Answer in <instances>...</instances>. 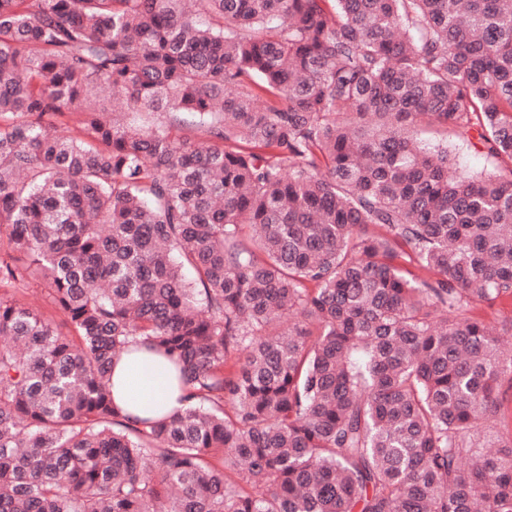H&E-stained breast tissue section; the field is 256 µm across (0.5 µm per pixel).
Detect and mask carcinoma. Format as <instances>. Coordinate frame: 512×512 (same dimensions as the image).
<instances>
[{
  "mask_svg": "<svg viewBox=\"0 0 512 512\" xmlns=\"http://www.w3.org/2000/svg\"><path fill=\"white\" fill-rule=\"evenodd\" d=\"M195 5L0 0V512H512V2ZM448 149L455 156L458 171L463 175L491 173L497 168L496 159L487 154L477 137L467 140L448 134ZM131 350L112 370V399L122 414L156 419L181 408L166 363L144 348Z\"/></svg>",
  "mask_w": 512,
  "mask_h": 512,
  "instance_id": "cac0c4a2",
  "label": "carcinoma"
}]
</instances>
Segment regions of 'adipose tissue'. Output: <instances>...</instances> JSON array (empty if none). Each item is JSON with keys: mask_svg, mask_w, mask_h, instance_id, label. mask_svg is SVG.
Segmentation results:
<instances>
[{"mask_svg": "<svg viewBox=\"0 0 512 512\" xmlns=\"http://www.w3.org/2000/svg\"><path fill=\"white\" fill-rule=\"evenodd\" d=\"M178 397L164 361L142 348L123 355L112 370V399L124 414L156 419L177 409Z\"/></svg>", "mask_w": 512, "mask_h": 512, "instance_id": "1", "label": "adipose tissue"}]
</instances>
